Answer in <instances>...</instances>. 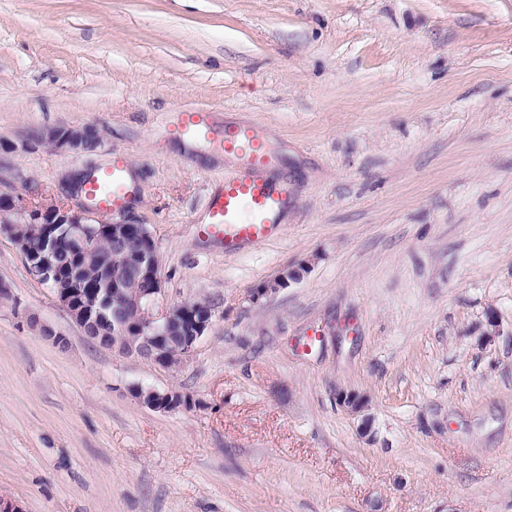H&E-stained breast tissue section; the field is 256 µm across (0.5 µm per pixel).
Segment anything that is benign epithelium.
<instances>
[{
	"label": "benign epithelium",
	"instance_id": "benign-epithelium-1",
	"mask_svg": "<svg viewBox=\"0 0 512 512\" xmlns=\"http://www.w3.org/2000/svg\"><path fill=\"white\" fill-rule=\"evenodd\" d=\"M41 140L56 148L89 152L99 144V132L92 125L51 128ZM0 223L27 224L30 234L42 239V247L31 251L23 239L15 241L29 273L53 289L57 301L71 318L93 338V328L102 323L112 330L114 349L124 355H136L155 363H167L177 357L186 362L210 326L212 315L200 314L189 304L172 307L160 317L152 313V305L162 291L158 273L159 261L153 236L144 225L129 217L103 221L86 206L73 210L68 204L44 201L39 204L22 196L0 193ZM145 239L143 248L126 254L122 265L112 276L88 285L80 282L73 265L60 261L57 244L65 238L75 259L95 252L105 239L115 252L125 251L132 236ZM305 267L285 270L251 291L254 304L278 293L300 279ZM134 279L139 287L127 288ZM131 395L142 405L160 412L189 408L192 402L172 391H161L135 384ZM340 406L350 412L359 411L364 400L355 392L337 393Z\"/></svg>",
	"mask_w": 512,
	"mask_h": 512
}]
</instances>
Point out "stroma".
Segmentation results:
<instances>
[{
	"label": "stroma",
	"mask_w": 512,
	"mask_h": 512,
	"mask_svg": "<svg viewBox=\"0 0 512 512\" xmlns=\"http://www.w3.org/2000/svg\"><path fill=\"white\" fill-rule=\"evenodd\" d=\"M189 109L266 138L295 188L272 239L228 254L200 234L236 163L179 133ZM85 124L88 153L39 139ZM117 156L156 244L154 314L204 299L211 325L173 370L119 354L0 232V497L512 512V0H0V193L75 208L72 180ZM133 384L193 404L156 412ZM301 271H305L304 266H301L298 269L285 270L273 278L262 282L251 291V302L253 304H259L263 299L275 295L284 288H288L291 283L300 279Z\"/></svg>",
	"instance_id": "35a3bbf8"
}]
</instances>
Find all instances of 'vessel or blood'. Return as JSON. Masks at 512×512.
I'll return each instance as SVG.
<instances>
[{
  "label": "vessel or blood",
  "instance_id": "vessel-or-blood-1",
  "mask_svg": "<svg viewBox=\"0 0 512 512\" xmlns=\"http://www.w3.org/2000/svg\"><path fill=\"white\" fill-rule=\"evenodd\" d=\"M180 130L192 139L205 140L213 133L209 117L199 111L185 112ZM223 147L225 154L244 157L245 162L225 174L222 190L209 197L203 232L222 241L225 252L233 253L245 244L259 243L275 234L293 189L287 181L270 176L273 159L251 124H225ZM134 191V186L126 182L121 161L114 162L86 189L94 204L107 213L121 211Z\"/></svg>",
  "mask_w": 512,
  "mask_h": 512
}]
</instances>
